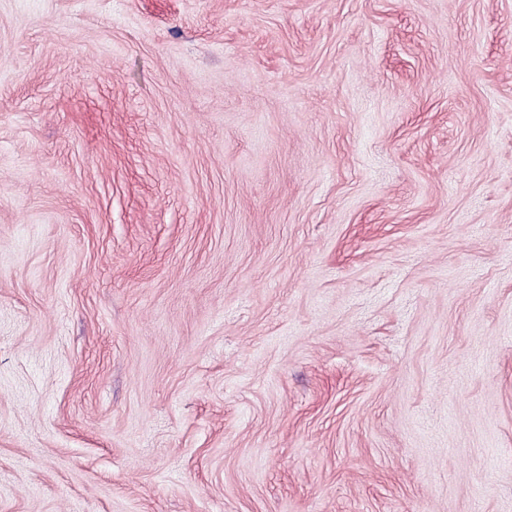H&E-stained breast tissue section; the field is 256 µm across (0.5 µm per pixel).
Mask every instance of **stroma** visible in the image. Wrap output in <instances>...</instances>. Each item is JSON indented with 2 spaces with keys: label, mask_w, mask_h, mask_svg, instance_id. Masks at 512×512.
<instances>
[{
  "label": "stroma",
  "mask_w": 512,
  "mask_h": 512,
  "mask_svg": "<svg viewBox=\"0 0 512 512\" xmlns=\"http://www.w3.org/2000/svg\"><path fill=\"white\" fill-rule=\"evenodd\" d=\"M0 512H512V0H0Z\"/></svg>",
  "instance_id": "obj_1"
}]
</instances>
